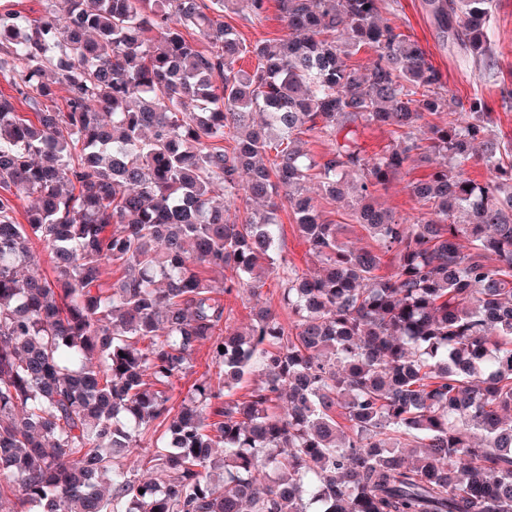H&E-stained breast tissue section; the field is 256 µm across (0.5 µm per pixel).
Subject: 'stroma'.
<instances>
[{"mask_svg":"<svg viewBox=\"0 0 512 512\" xmlns=\"http://www.w3.org/2000/svg\"><path fill=\"white\" fill-rule=\"evenodd\" d=\"M387 2L402 31L418 42L428 60L441 72L446 89L464 100L475 95L482 98L488 112L489 129L499 136L512 138V108L503 105L500 95L501 88L512 89V0H493L490 37L496 50L495 64L480 76L476 75L471 58L441 39L423 7V0ZM224 20L248 44L271 40L286 32L276 0H271L262 22L248 21L246 10L240 7L226 12ZM424 173L421 167L402 170L391 178L385 189L378 191V202L394 216H412L418 205L407 185Z\"/></svg>","mask_w":512,"mask_h":512,"instance_id":"obj_1","label":"stroma"}]
</instances>
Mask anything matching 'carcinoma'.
<instances>
[{"label":"carcinoma","mask_w":512,"mask_h":512,"mask_svg":"<svg viewBox=\"0 0 512 512\" xmlns=\"http://www.w3.org/2000/svg\"><path fill=\"white\" fill-rule=\"evenodd\" d=\"M239 2L265 18L269 0L0 12V76L33 111L0 96V500L512 512V142L488 134L480 98L448 96L382 18L385 0H278L288 34L254 45L222 21ZM491 2L424 0L441 37L486 67ZM365 48L369 66L349 62ZM247 53L252 71L237 67ZM370 126L395 139L368 159L356 133ZM312 138L333 147L317 160ZM476 157L483 182L466 177ZM415 164L430 171L409 182L419 208L399 221L373 198ZM311 180L350 199L371 245L342 240ZM24 196L35 205L21 223ZM243 196L267 210L240 211ZM283 199L318 276L280 255ZM264 263L282 271L293 319L266 309L239 332L225 300L260 298ZM201 350L205 370L176 405ZM258 359L262 380L235 396ZM160 426L148 477L132 476L123 459Z\"/></svg>","instance_id":"obj_1"}]
</instances>
